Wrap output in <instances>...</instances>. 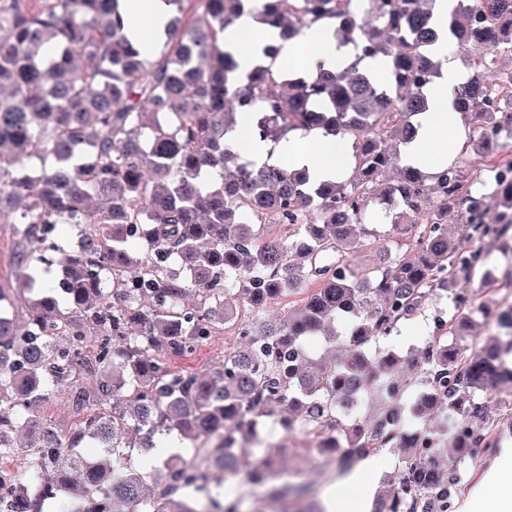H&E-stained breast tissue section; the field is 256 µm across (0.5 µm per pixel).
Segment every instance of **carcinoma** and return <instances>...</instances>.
Masks as SVG:
<instances>
[{
	"label": "carcinoma",
	"mask_w": 512,
	"mask_h": 512,
	"mask_svg": "<svg viewBox=\"0 0 512 512\" xmlns=\"http://www.w3.org/2000/svg\"><path fill=\"white\" fill-rule=\"evenodd\" d=\"M164 40L147 54L131 38L140 22L117 0H0V224H24L15 260L20 284L0 285V455L33 449L35 482L10 478L0 512H243V495H223L241 468V447L259 431L298 421L327 448L346 451L344 473L382 450H400L381 495L387 512H454L459 466L442 460L459 425L463 455L491 443L497 426L480 392L506 380L495 340L448 350L446 338L471 308L450 298L446 332H434L412 365L380 343L430 298L474 274L464 245L472 225L448 234V200L474 219L496 202L495 238L512 232V0H458L443 20L436 0H166ZM274 32L258 46H230L224 32L244 13ZM327 21L340 44L390 61L388 82L358 64L300 75L276 65L282 44ZM471 55L473 73L454 92L468 124L490 132L473 169L489 183L474 193L457 167L430 174L404 162L418 134L428 89L441 66L437 45ZM255 64L238 72L237 55ZM252 136L279 145L320 130L352 142V171L315 178L286 164L241 162L231 145L242 116ZM396 212L411 239L398 255L367 238L372 204ZM80 233L54 283L28 263L46 227ZM138 224L146 252L130 248ZM267 224L286 234L266 239ZM364 246L383 265L362 275L349 255ZM36 293L25 328L4 314L15 296ZM288 298V312L265 318ZM248 311L244 347L208 374H176L163 355L203 344L224 323V304ZM321 335L330 360L308 358ZM404 385L406 417L387 408L361 418L365 381ZM83 415L68 434L32 415L52 390ZM441 415L426 426L429 415ZM173 435L193 447L157 458V489L132 469L134 453ZM278 449L250 473L263 481Z\"/></svg>",
	"instance_id": "obj_1"
}]
</instances>
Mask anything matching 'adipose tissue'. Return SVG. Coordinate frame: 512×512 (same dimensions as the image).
Wrapping results in <instances>:
<instances>
[{
  "mask_svg": "<svg viewBox=\"0 0 512 512\" xmlns=\"http://www.w3.org/2000/svg\"><path fill=\"white\" fill-rule=\"evenodd\" d=\"M121 14L144 18L147 27L140 39L145 49H152L157 31L164 29L171 7L167 0H118ZM438 52L445 62L439 76L428 91L429 107L421 118V128L408 150L411 164L429 162L443 167L454 158L456 145L447 144L443 135L448 127L459 125V116L453 110V92L463 77L454 59L448 58L447 43H440ZM355 60L352 47L336 42L325 24L307 30L298 42L283 49L282 61L288 67L306 73L323 67L339 71ZM234 147L247 161H288L298 170L323 171L341 175L349 166L347 154L332 138L318 133L296 134L279 145L252 140L248 122H241ZM377 467L376 461L353 468L344 478L342 489L330 501V512H370L371 500L364 488L369 475ZM460 512H512V446L500 448L477 487L462 503Z\"/></svg>",
  "mask_w": 512,
  "mask_h": 512,
  "instance_id": "1",
  "label": "adipose tissue"
}]
</instances>
